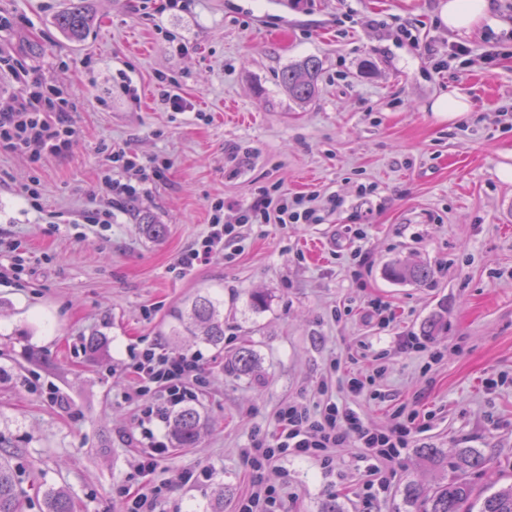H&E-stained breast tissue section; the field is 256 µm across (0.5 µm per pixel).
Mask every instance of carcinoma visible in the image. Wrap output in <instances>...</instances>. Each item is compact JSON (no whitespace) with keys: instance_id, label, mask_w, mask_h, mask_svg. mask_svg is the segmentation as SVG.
Returning <instances> with one entry per match:
<instances>
[{"instance_id":"1","label":"carcinoma","mask_w":512,"mask_h":512,"mask_svg":"<svg viewBox=\"0 0 512 512\" xmlns=\"http://www.w3.org/2000/svg\"><path fill=\"white\" fill-rule=\"evenodd\" d=\"M85 0H69V7L56 17V25L73 40L82 39L91 16ZM320 61L308 58L282 73V83L296 102H308L316 93ZM429 269L421 264L396 262L389 268L395 280L420 281ZM181 324L192 336L219 345L224 342V313L216 299L198 295L186 311L179 314ZM230 367L239 376H250L257 370V357L247 345L239 347L231 357ZM171 435L177 448L193 447L201 433V415L190 405L180 408L170 420ZM490 459L471 448L461 449L451 464V474H443L432 485L421 488L408 483L404 503L420 507L418 512H512V483L477 493L468 475L483 470ZM0 512H21V490L11 462L0 455ZM43 512H73L70 496L62 489L51 488L44 493Z\"/></svg>"}]
</instances>
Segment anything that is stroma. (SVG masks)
Returning a JSON list of instances; mask_svg holds the SVG:
<instances>
[{
	"label": "stroma",
	"mask_w": 512,
	"mask_h": 512,
	"mask_svg": "<svg viewBox=\"0 0 512 512\" xmlns=\"http://www.w3.org/2000/svg\"><path fill=\"white\" fill-rule=\"evenodd\" d=\"M440 2L192 0L160 13L154 0H88L94 23L76 43L52 23L67 0H0L16 22L12 51L71 92L79 133L70 155L35 166L0 154V440L22 512H42L51 486L75 512H121L122 490L145 483L166 488L162 512H237L250 485L240 448L273 434L284 404L344 401L352 373L374 377L357 403L366 425L386 429L401 409L430 415V428L371 503L358 449L337 451L330 474L311 460L273 462L264 476L284 488V512L331 501L402 512L406 484L441 472L429 448L481 451L479 489L512 481V180L500 176L512 167V0H491L468 31L440 24ZM308 57L321 73L298 104L281 73ZM165 80L190 111L163 104ZM453 92L470 111L435 119L431 102ZM107 146L170 167L141 186L137 211L88 224L108 194ZM34 179L33 206L19 189ZM264 189L318 195L315 222L246 227L232 255L180 270L214 202L228 203L231 221ZM148 220L166 225L163 239L144 234ZM398 260L431 274L393 280ZM255 292L266 296L258 310ZM199 293L224 303L223 344L179 322ZM411 335L425 351L402 347ZM152 344L201 353L191 389L202 431L145 475L131 365ZM244 344L259 379L224 370ZM202 469L209 481L179 486Z\"/></svg>",
	"instance_id": "35a3bbf8"
}]
</instances>
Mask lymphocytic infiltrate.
Returning a JSON list of instances; mask_svg holds the SVG:
<instances>
[{
    "label": "lymphocytic infiltrate",
    "instance_id": "lymphocytic-infiltrate-1",
    "mask_svg": "<svg viewBox=\"0 0 512 512\" xmlns=\"http://www.w3.org/2000/svg\"><path fill=\"white\" fill-rule=\"evenodd\" d=\"M11 75L17 85L12 96L0 100V154H16L30 163L45 157H62L78 142L77 130L71 118L73 105L68 91L48 86L44 76L32 66L18 63L15 56L0 48V72ZM107 160L110 169L119 173L110 179L112 196L102 209L92 216L95 224L112 221V210L134 199L140 184L163 178L166 165H147L124 149H110ZM223 203L213 207L209 230L195 248L180 259L182 268L191 269L212 255L231 248L240 236V229L257 217H273L279 224L311 223L314 209L303 198L288 199L287 195L262 194L249 207L240 210L236 222H225ZM201 357L197 353L172 352L153 345L136 357L132 369L136 375V393L144 397L143 417L139 423L141 439L150 452L140 461L143 471L155 470L166 452L159 440L154 422L165 421L167 414L177 410L192 395L190 381L201 373ZM165 390L161 401H147L152 387ZM392 425L384 430L368 427L352 407L329 402L317 412L303 405L283 408L278 416V434L271 439L252 440L241 449L240 458L252 473L248 494L240 501L238 512H281L283 491L266 484L261 471L271 462L288 458H306L331 468L335 448H359L369 459V480L363 486V497L372 502L386 497L392 486L393 466L409 447L414 434L426 431L429 421L417 413H394Z\"/></svg>",
    "mask_w": 512,
    "mask_h": 512
}]
</instances>
